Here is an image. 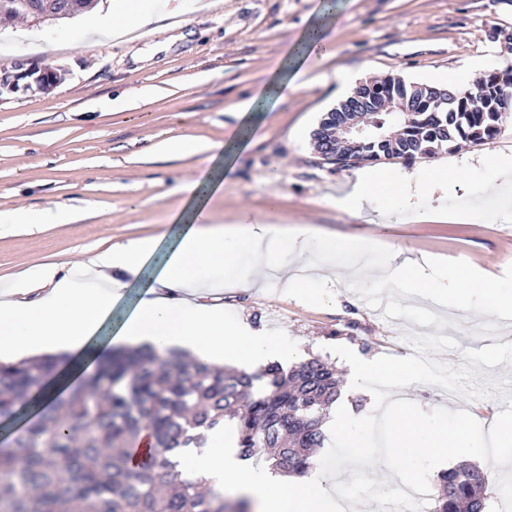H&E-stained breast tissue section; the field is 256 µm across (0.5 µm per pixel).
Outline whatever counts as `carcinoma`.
<instances>
[{"label": "carcinoma", "mask_w": 512, "mask_h": 512, "mask_svg": "<svg viewBox=\"0 0 512 512\" xmlns=\"http://www.w3.org/2000/svg\"><path fill=\"white\" fill-rule=\"evenodd\" d=\"M512 68L495 70L477 91L438 104L443 87L389 77L354 88L369 101L376 124L353 151L329 138L352 119L350 98L325 113L313 131L320 159L339 169L397 159L404 165L450 151L460 142L495 139L512 113ZM415 111H388L391 97ZM64 361L42 356L0 363V415L36 394L41 415L7 450H0V512H226L224 493L184 477L171 456L201 448L207 436L236 424L239 457L269 454L273 470L303 475L327 442L324 422L340 396L336 369L318 358L284 369L226 370L151 347L110 350L70 388L64 404L45 401ZM433 512H483L489 474L462 458L439 477Z\"/></svg>", "instance_id": "1"}]
</instances>
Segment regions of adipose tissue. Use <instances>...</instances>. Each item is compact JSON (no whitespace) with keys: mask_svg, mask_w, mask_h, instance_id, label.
<instances>
[{"mask_svg":"<svg viewBox=\"0 0 512 512\" xmlns=\"http://www.w3.org/2000/svg\"><path fill=\"white\" fill-rule=\"evenodd\" d=\"M160 13L146 8H124L99 18L97 28L119 41L129 32L153 34L163 31ZM333 46L321 24H312L293 43L285 57L292 69L291 79L263 85L260 98L277 95L286 99L299 88L297 82L309 61L329 55ZM485 163L488 176L473 184L476 199L470 214L486 215L480 201L502 195L512 204V159L489 155ZM223 177L207 173L205 179L187 186L191 194L188 208L177 212L179 241L166 254L156 274L148 282L144 295L122 320L115 342L149 345L158 351L179 347L203 363L228 362L239 369L253 371L277 360L295 363L301 351L279 341L265 331L229 319L218 295L224 288L225 273L242 253L251 254L254 275L275 270L283 276L284 286L294 296L311 301H326L321 285L336 273V254L348 252L362 259L367 253L385 250L386 262L379 268L381 279L402 282L412 293L435 295L439 283L422 276L412 257L384 248L378 240H339L299 229L303 241H317L321 264L314 273L297 276L286 254L274 249L282 231L274 225L241 213L235 223H214L207 207L208 196L220 191ZM411 181L392 177L377 169L359 176L336 200V205L351 217H361L376 202L380 193L389 196L388 211L396 216L410 208ZM72 209L59 207L44 211L0 212V234L10 233L15 225L41 228L45 224H71ZM157 245L149 238L115 242L89 262L68 268L48 267L39 282L44 290L34 293L25 280L11 282L0 290V362H15L46 350H62L79 355L92 347L111 320L113 311L125 299L130 280L139 276L155 256ZM177 470L205 480L215 489H233L250 496L256 512H336V497L322 484L298 481L288 484L263 466H245L232 446V440L220 436L206 448H184L173 458Z\"/></svg>","mask_w":512,"mask_h":512,"instance_id":"adipose-tissue-1","label":"adipose tissue"}]
</instances>
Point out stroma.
<instances>
[{"mask_svg": "<svg viewBox=\"0 0 512 512\" xmlns=\"http://www.w3.org/2000/svg\"><path fill=\"white\" fill-rule=\"evenodd\" d=\"M147 2L171 13L175 29L115 43L92 30L97 12L112 8L111 0H100L97 12L64 21L53 34L21 21L0 30V67L50 40L56 50L40 62L64 73L51 92L0 95V211L68 206L78 214L71 224L0 237V287L123 239L174 235L170 219L189 198L183 187L209 167V155H163L158 146L181 135L221 142L245 124L250 144L232 158L223 190L209 200L214 222L245 209L260 219L308 223L342 240L384 236L406 255L440 256L497 277L500 287L512 285V206L489 201L492 221L456 220L475 203L470 181L482 175L483 157L512 155V119L486 144L463 143L410 167L388 163L399 176L447 165L470 174L416 199V213L397 221L381 205L360 219L338 210L337 195L359 169L323 164L312 141L323 114L351 92L338 81L339 71L358 84L388 77L425 83L474 61L487 72L512 66V51L489 37L492 29H512V0H335L329 17L322 0H218L206 12L191 11L192 0ZM320 19L333 38L332 56L310 60L296 94L239 115L236 104L267 82L268 65ZM272 198L278 201L273 214ZM383 262L377 252L361 270L340 271L327 285L336 297L332 306L293 298L270 279L259 289L225 290L224 310L302 348L306 358L332 363L342 376L347 369L331 351L335 344L372 360L412 355L407 334H442L458 347L436 358L458 366L464 349L512 340V314L414 295L377 280ZM391 397L485 420L505 408L497 399L468 402L421 384L392 390Z\"/></svg>", "mask_w": 512, "mask_h": 512, "instance_id": "obj_1", "label": "stroma"}]
</instances>
